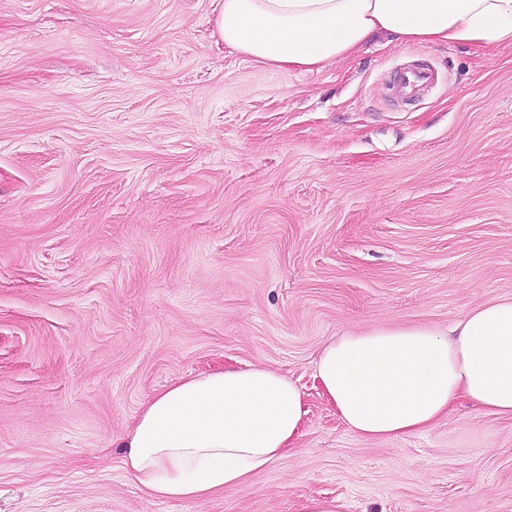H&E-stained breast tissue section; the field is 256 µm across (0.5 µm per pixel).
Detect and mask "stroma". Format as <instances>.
Here are the masks:
<instances>
[{
    "label": "stroma",
    "mask_w": 512,
    "mask_h": 512,
    "mask_svg": "<svg viewBox=\"0 0 512 512\" xmlns=\"http://www.w3.org/2000/svg\"><path fill=\"white\" fill-rule=\"evenodd\" d=\"M220 0H0V512H512V418L351 431L324 344L512 295V46L371 39L305 73L214 35ZM437 81L410 103L401 69ZM273 366L297 447L204 501L112 440L173 380Z\"/></svg>",
    "instance_id": "stroma-1"
}]
</instances>
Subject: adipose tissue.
I'll list each match as a JSON object with an SVG mask.
<instances>
[{"label": "adipose tissue", "mask_w": 512, "mask_h": 512, "mask_svg": "<svg viewBox=\"0 0 512 512\" xmlns=\"http://www.w3.org/2000/svg\"><path fill=\"white\" fill-rule=\"evenodd\" d=\"M215 34L254 62L318 71L383 35L410 47L512 45V0H221ZM315 377L351 430L400 438L466 399L512 417V296L487 300L440 334L427 326L348 332L321 352ZM307 411L268 366L182 377L118 440L125 471L151 497L198 501L295 447Z\"/></svg>", "instance_id": "obj_1"}]
</instances>
